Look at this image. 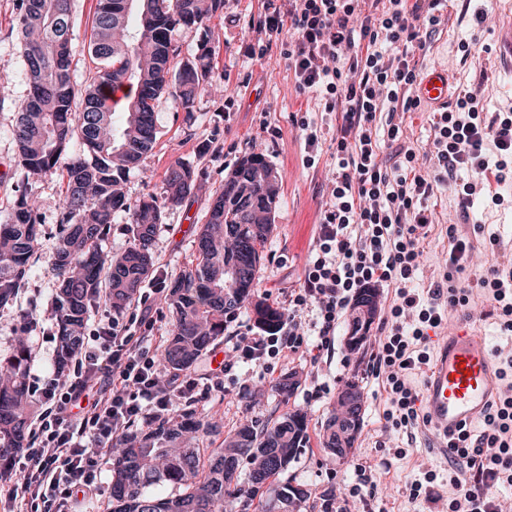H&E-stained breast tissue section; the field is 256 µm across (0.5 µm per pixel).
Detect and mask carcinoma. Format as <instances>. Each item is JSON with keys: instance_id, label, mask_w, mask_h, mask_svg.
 <instances>
[{"instance_id": "obj_1", "label": "carcinoma", "mask_w": 512, "mask_h": 512, "mask_svg": "<svg viewBox=\"0 0 512 512\" xmlns=\"http://www.w3.org/2000/svg\"><path fill=\"white\" fill-rule=\"evenodd\" d=\"M17 27L29 81L13 129L18 163L28 175L62 170L66 178L57 243L49 268L59 286L53 299L58 370L84 341L93 310L102 302L121 314L153 272L152 243L165 208L178 206L195 189L194 167L181 160L169 168L162 192L134 202L121 189L123 175L157 140L155 102L168 93L185 109L218 89L212 49L169 66L172 35L195 32L224 8V0H98L88 48L95 63L85 85L71 76L73 0H20ZM136 89L121 124L111 92ZM279 176L265 158L241 159L224 188L207 201L208 219L196 239L197 264L169 279L166 303L173 320L161 351L163 368L191 369L224 337L228 319L254 304L256 323L277 327L281 313L253 302L261 249L273 231ZM38 201L20 191L0 217V307L17 301L35 273L40 222ZM127 216L132 246L107 257L101 243L114 215ZM24 342L0 358V461L30 442L32 396ZM306 413L275 420L252 419L204 447L210 425L187 408L112 441V501L108 512H224L228 499L250 512L268 480L281 475L307 442ZM177 492L163 496L160 485ZM310 497L301 484L283 482L264 512H298Z\"/></svg>"}]
</instances>
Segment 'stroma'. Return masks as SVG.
<instances>
[{
    "label": "stroma",
    "instance_id": "obj_1",
    "mask_svg": "<svg viewBox=\"0 0 512 512\" xmlns=\"http://www.w3.org/2000/svg\"><path fill=\"white\" fill-rule=\"evenodd\" d=\"M96 0H74L72 76L84 83L94 64L87 46L92 32ZM288 0H224V8L210 21L207 35L213 48V64L221 78V95L196 99L192 110L161 96L155 107L157 142L151 153L131 168L124 182L128 199L161 192L169 166L189 162L197 174L196 187L182 205L165 209L153 241L155 272L171 277L196 264L195 238L206 222V203L219 191L237 162L250 153L263 154L280 177L279 202L274 229L257 267L256 298L280 312L293 309L291 301L304 279L313 238L325 208L336 170V120L324 110L314 93L299 90L286 55L289 33L279 37L264 31L267 16L286 10ZM18 0H0V72L13 80L12 95L0 103V211H7L18 191L31 189L39 199L40 259L36 274L17 302L0 307V355L8 354L17 336H24L32 356L30 373L53 368L57 352L55 323L49 315L57 283L47 271L56 243L60 175L30 180L18 163L13 128L19 103L28 92L16 29ZM435 32L424 49L416 51L418 71L447 67L452 94H476L483 115L512 110V63L498 47L499 33L512 27V0H444ZM433 114L427 106L403 117V139L416 155L433 148ZM316 129L318 143L308 148L302 122ZM502 203H494L493 194ZM428 206L432 224L425 241L420 269L413 283L416 293L427 295L449 270L448 227L464 224L474 250L466 271L477 281L484 265L512 264V179L492 185L476 199L469 214H462L454 185L438 184ZM35 307V324L21 332L19 313ZM468 311L478 317L479 329L489 336L493 349L512 351V333L502 327L498 309L478 293H470ZM303 345L288 358L268 364L234 361L221 370L212 362L214 353L228 354L237 338L258 333L252 307L231 319L214 352L205 353L188 371L194 388L178 398L177 409L193 406L198 417L211 419L217 429L207 440L219 447L225 436L245 418L267 419L298 408L306 412L308 442L286 471L310 493L304 512H323L331 501L332 512H428L425 498H413L415 484L430 482L440 494L439 512H447L453 498L448 482V457L436 448L425 423L408 429L391 426V408L385 376L376 372L379 344L389 332L387 314H379L370 334L371 343L359 351L344 344L347 320H340L329 351H318L320 342L312 322L315 306L297 310ZM296 375L298 388L290 399L273 392L282 377ZM356 383L364 396L362 423L347 459H337L320 444L323 425L335 407L338 389ZM370 476H363L362 467Z\"/></svg>",
    "mask_w": 512,
    "mask_h": 512
}]
</instances>
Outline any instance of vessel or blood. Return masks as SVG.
<instances>
[{
  "mask_svg": "<svg viewBox=\"0 0 512 512\" xmlns=\"http://www.w3.org/2000/svg\"><path fill=\"white\" fill-rule=\"evenodd\" d=\"M418 96L431 108L448 104V70L427 69ZM434 360L427 371L419 400V415L440 446L461 438L484 420L501 396L498 366L487 336L474 314L461 315L447 335L433 339Z\"/></svg>",
  "mask_w": 512,
  "mask_h": 512,
  "instance_id": "vessel-or-blood-1",
  "label": "vessel or blood"
}]
</instances>
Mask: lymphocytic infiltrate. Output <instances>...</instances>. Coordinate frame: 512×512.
Masks as SVG:
<instances>
[{"label":"lymphocytic infiltrate","instance_id":"1","mask_svg":"<svg viewBox=\"0 0 512 512\" xmlns=\"http://www.w3.org/2000/svg\"><path fill=\"white\" fill-rule=\"evenodd\" d=\"M360 0H288L287 13L265 20L266 32L291 31L287 55L299 88L317 93L325 111L336 116V174L330 201L317 227L304 280L293 300L318 308L313 324L321 343H329L351 298L366 288H396L389 314L394 323L379 350L395 407L389 420L401 429L415 423V397L405 376L425 363L416 351L427 331L456 305L472 245L457 225H449L451 273L420 301L411 284L424 252L430 225L427 201L437 184L475 170L484 181H502L512 161V113L485 122L476 95L459 97L452 111L436 113L433 123V177H425L411 149L389 165L379 157L372 134L377 112H386L388 137L399 141L397 112L417 108L408 91L416 82L415 53L428 32L425 15L441 0H388L380 15H362ZM494 145L500 158L489 163ZM512 332V268L489 266L479 281ZM137 313L117 315L86 337L68 374L38 376L33 392L42 407L28 448L13 458L22 480L0 486L11 512H78L79 500L92 501L103 490L97 471L106 445L135 422L175 411L174 393L188 392L179 377L160 382L152 337L135 334ZM303 339L294 316L233 345L236 358L261 363L296 351ZM501 373L502 399L490 409L478 437L464 436L448 456L459 491L452 512H499L495 488L512 486V355Z\"/></svg>","mask_w":512,"mask_h":512}]
</instances>
